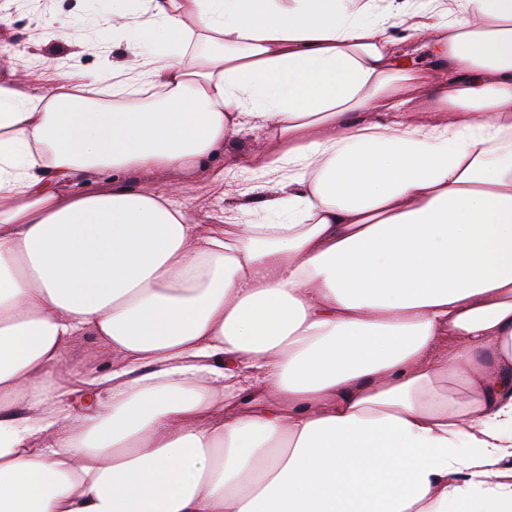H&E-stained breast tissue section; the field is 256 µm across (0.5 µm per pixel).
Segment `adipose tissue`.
Segmentation results:
<instances>
[{
  "mask_svg": "<svg viewBox=\"0 0 512 512\" xmlns=\"http://www.w3.org/2000/svg\"><path fill=\"white\" fill-rule=\"evenodd\" d=\"M104 4L130 64L0 81V512H512V0ZM264 138L263 132L246 129L237 138L224 143V150L220 151L214 163L224 166V159L247 155L251 150L258 147ZM177 182L182 186V201L193 211L199 224L213 223L212 214L217 208L220 188L211 184L204 172L179 177L174 174L157 172L134 181L133 187L144 193H151L165 184ZM111 355L102 349L91 337H83L67 355V370L64 384L69 392V400L75 411L82 410V397L87 374L92 369L103 371L111 363Z\"/></svg>",
  "mask_w": 512,
  "mask_h": 512,
  "instance_id": "obj_1",
  "label": "adipose tissue"
}]
</instances>
